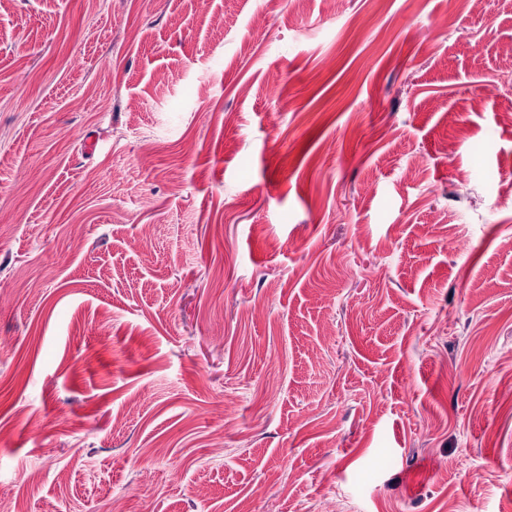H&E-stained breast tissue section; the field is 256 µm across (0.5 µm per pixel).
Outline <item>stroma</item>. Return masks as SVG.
<instances>
[{
	"mask_svg": "<svg viewBox=\"0 0 512 512\" xmlns=\"http://www.w3.org/2000/svg\"><path fill=\"white\" fill-rule=\"evenodd\" d=\"M511 42L512 0H6L0 512H512Z\"/></svg>",
	"mask_w": 512,
	"mask_h": 512,
	"instance_id": "stroma-1",
	"label": "stroma"
}]
</instances>
